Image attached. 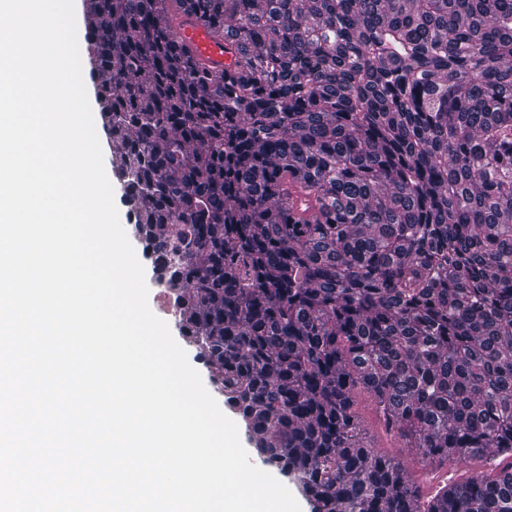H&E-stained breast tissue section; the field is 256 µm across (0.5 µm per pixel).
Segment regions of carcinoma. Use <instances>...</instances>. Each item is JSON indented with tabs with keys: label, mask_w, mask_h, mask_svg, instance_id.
I'll use <instances>...</instances> for the list:
<instances>
[{
	"label": "carcinoma",
	"mask_w": 512,
	"mask_h": 512,
	"mask_svg": "<svg viewBox=\"0 0 512 512\" xmlns=\"http://www.w3.org/2000/svg\"><path fill=\"white\" fill-rule=\"evenodd\" d=\"M85 26L129 234L255 457L310 512H512V0H88ZM359 391L421 469L507 463L424 498ZM171 27L194 58L209 70L221 73L234 69L235 66L229 68L234 62V55L230 50H225L224 35L209 29L187 13L178 14ZM356 411L364 420L375 448L389 456H395L400 460H405L410 463V456L408 448H403L402 441L393 432H389L384 427L382 420L376 414L371 399L363 394L359 393L356 398ZM410 465H412L410 463Z\"/></svg>",
	"instance_id": "carcinoma-1"
}]
</instances>
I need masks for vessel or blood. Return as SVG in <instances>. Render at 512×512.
<instances>
[{
  "mask_svg": "<svg viewBox=\"0 0 512 512\" xmlns=\"http://www.w3.org/2000/svg\"><path fill=\"white\" fill-rule=\"evenodd\" d=\"M171 27L194 58L209 70L221 73L232 66L234 55L226 50L222 34L209 29L195 17L185 13L178 14Z\"/></svg>",
  "mask_w": 512,
  "mask_h": 512,
  "instance_id": "vessel-or-blood-1",
  "label": "vessel or blood"
}]
</instances>
